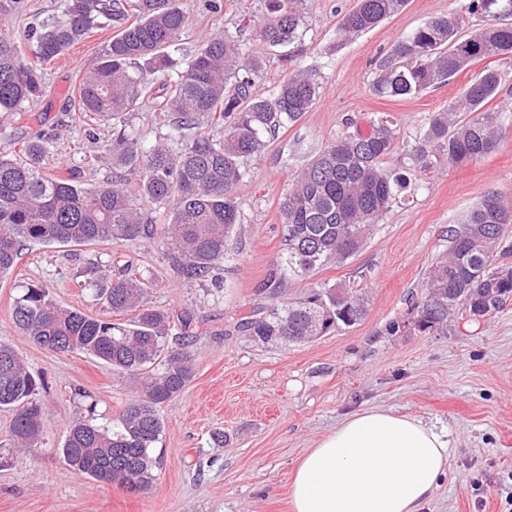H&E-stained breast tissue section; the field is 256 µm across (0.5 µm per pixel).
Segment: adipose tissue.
I'll use <instances>...</instances> for the list:
<instances>
[{"mask_svg":"<svg viewBox=\"0 0 512 512\" xmlns=\"http://www.w3.org/2000/svg\"><path fill=\"white\" fill-rule=\"evenodd\" d=\"M448 468L443 434L409 415L363 410L300 459L292 512H421Z\"/></svg>","mask_w":512,"mask_h":512,"instance_id":"obj_1","label":"adipose tissue"}]
</instances>
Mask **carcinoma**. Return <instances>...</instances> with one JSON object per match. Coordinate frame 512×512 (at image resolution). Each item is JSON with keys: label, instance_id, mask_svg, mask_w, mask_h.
<instances>
[{"label": "carcinoma", "instance_id": "obj_1", "mask_svg": "<svg viewBox=\"0 0 512 512\" xmlns=\"http://www.w3.org/2000/svg\"><path fill=\"white\" fill-rule=\"evenodd\" d=\"M407 0H355L342 18L339 39L349 41L397 14ZM22 0H0V132L43 96L41 65L57 60L85 35L109 28L79 85L80 111L98 124L112 125L100 158L112 165V179L98 184L47 174L46 140H24L0 153V279L9 276L22 251L34 244L67 246L115 244L140 239L158 242L180 285L220 283L218 271L234 229L241 223L238 186L245 160L260 154L266 136L298 121L321 94L310 70H297L264 96L256 86L265 61L237 36L217 34L182 62L170 54L186 34L189 19L178 0H63L58 15L23 31L8 19ZM467 12L489 18L470 32L455 16H438L396 40L376 60L373 92L407 98L443 85L475 62L488 58L512 65V0H469ZM306 0H263L259 16H243L269 47L303 35ZM159 74L146 85L134 67ZM502 84L497 67H485L448 107L432 113L420 140L408 150L412 169L440 160L451 165L477 162L496 150L502 110L488 107ZM168 117L167 133L151 148L117 116L146 102ZM213 126L217 133L196 129ZM399 129L389 115L371 119L363 132L352 120L346 130L297 171L280 202L285 227L284 265L311 276L360 251L375 224L416 189L405 171L382 167L398 148ZM170 207L158 227L142 203ZM512 225V202L494 192L481 196L458 228L451 230L448 256L433 267L416 305L422 330L448 331V317L477 320L512 300V253L503 236ZM112 281L88 286L107 311L88 315L58 304L50 289L29 284L14 299L12 318L19 333L55 353L93 357L112 374L141 384V394L109 424L97 422L96 404L74 420L60 454L65 463L93 480L117 484L133 494L150 489L159 461L153 448L163 430L162 406L193 379L191 347L198 323L186 311L148 305V281L126 254L114 251ZM285 277L271 271L259 293L270 304L241 318L237 329L255 342L311 341L359 322L366 295L346 283L305 289L302 298L281 302ZM131 313L125 322L111 316ZM38 383L23 359L0 341V410H11L13 447L0 466L37 446L45 412L36 398Z\"/></svg>", "mask_w": 512, "mask_h": 512}]
</instances>
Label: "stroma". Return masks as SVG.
I'll return each instance as SVG.
<instances>
[{
	"label": "stroma",
	"mask_w": 512,
	"mask_h": 512,
	"mask_svg": "<svg viewBox=\"0 0 512 512\" xmlns=\"http://www.w3.org/2000/svg\"><path fill=\"white\" fill-rule=\"evenodd\" d=\"M179 0L191 28L179 56L194 54L205 38L241 33L266 58L257 84L267 94L296 69H312L323 89L313 108L271 138L246 162L249 175L237 195L241 222L224 261V288L178 287L156 242H129L122 251L150 280L148 299L160 309H190L200 321L193 347L195 376L162 408L164 427L155 448L158 477L146 493L132 495L92 480L60 457L70 423L94 400L104 420L138 396L136 383L82 354H56L20 336L12 319L20 285L41 283L63 306L91 315L102 305L86 279L105 283L110 272L89 274L107 261V246L36 245L0 280V340L11 344L43 385V436L21 460L0 467V512H291L295 466L347 415L385 408L421 419L448 441L449 471L423 512H512V302L473 322L450 320L447 332L421 330L411 306L433 263L448 250V232L487 192L512 201V67L492 107L504 108L498 148L480 161L438 163L417 176L409 202L377 224L364 247L313 276H289L287 298L314 284L346 282L365 289L369 303L354 326L303 345H261L238 333L236 320L260 304L258 289L279 265L284 227L279 203L290 175L344 130L345 120L367 127L380 113L393 116L401 141L423 135L433 112L446 108L476 74L469 67L448 84L419 96L382 98L371 89L374 61L392 43L430 18L463 14L465 0H408L403 11L348 42H338L340 18L354 0H308L305 34L284 47L263 44L239 18L259 13L262 0ZM469 29L483 16L463 14ZM110 31L87 35L47 64L45 94L16 120L19 131L52 142L49 173L111 178L88 138L91 120L75 91ZM223 432V445L212 436Z\"/></svg>",
	"instance_id": "1"
}]
</instances>
